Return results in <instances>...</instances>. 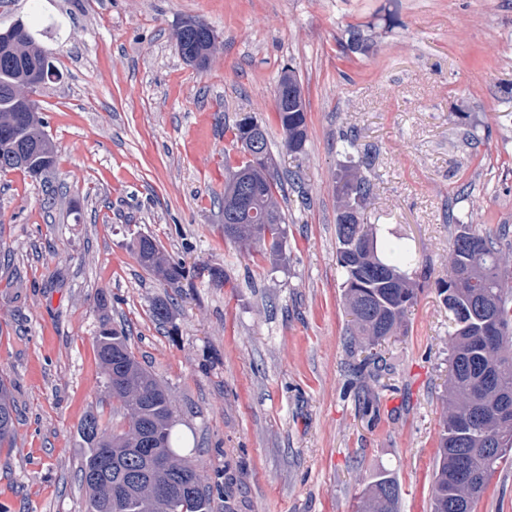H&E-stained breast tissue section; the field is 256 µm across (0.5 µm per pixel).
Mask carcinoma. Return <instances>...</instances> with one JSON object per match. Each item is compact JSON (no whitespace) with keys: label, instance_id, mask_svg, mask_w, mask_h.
<instances>
[{"label":"carcinoma","instance_id":"cac0c4a2","mask_svg":"<svg viewBox=\"0 0 512 512\" xmlns=\"http://www.w3.org/2000/svg\"><path fill=\"white\" fill-rule=\"evenodd\" d=\"M180 28L195 65L206 69L211 52L208 31ZM42 50L28 30H0V171L23 170L40 176L55 162L38 106L24 115L17 96L41 63ZM284 147L303 152L307 141L304 112H279ZM240 151L251 150L253 135L241 121L227 128ZM262 158L244 157L225 167L246 171V191L224 183V238L261 254H282L286 238L283 212L270 225L258 223L267 207L277 206L275 193L284 191L270 171L267 132L261 133ZM370 194L368 180L349 165L336 177L338 264L343 274L345 303L355 342L373 345L404 332L405 317L417 299L416 283L406 268L414 255L383 242L375 225L361 221ZM512 226L501 225L495 235H480L466 226L453 240L447 278L439 295L452 315L450 378L447 408L439 432L433 470L431 512H476L494 465L512 447V427H501L491 411L512 398V253L502 243ZM140 265L169 285L184 278L182 264L167 259L156 241L141 236L134 246ZM494 334L485 344L484 333ZM98 358L105 368L112 400L124 410V423L107 431L94 416L81 424L88 445L80 479L88 491V512H211L212 490L204 484L197 460L181 455L173 442L175 422L168 389L136 360L124 329L101 324L96 337ZM15 405L11 390L0 378V448L12 447ZM399 487L387 473L378 474L363 490L357 512H398Z\"/></svg>","mask_w":512,"mask_h":512}]
</instances>
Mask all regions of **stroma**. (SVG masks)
Masks as SVG:
<instances>
[{"mask_svg": "<svg viewBox=\"0 0 512 512\" xmlns=\"http://www.w3.org/2000/svg\"><path fill=\"white\" fill-rule=\"evenodd\" d=\"M62 20L42 44L61 70L34 99L55 163L0 172V376L17 410L0 449V512H86V416L121 424L100 366L102 321L126 324L165 385L176 433L219 483L212 512H355L386 471L399 512H430L448 391L451 314L436 282L458 225H512V0H0V29ZM207 22L200 71L176 33ZM368 37L348 50L350 30ZM292 67L304 153L275 109ZM265 126L294 176L278 263L224 238L227 132ZM372 186L365 223L417 255L408 332L361 366L336 260V173ZM182 261L171 287L132 250ZM170 304L158 324V301ZM477 512H512V458Z\"/></svg>", "mask_w": 512, "mask_h": 512, "instance_id": "obj_1", "label": "stroma"}]
</instances>
